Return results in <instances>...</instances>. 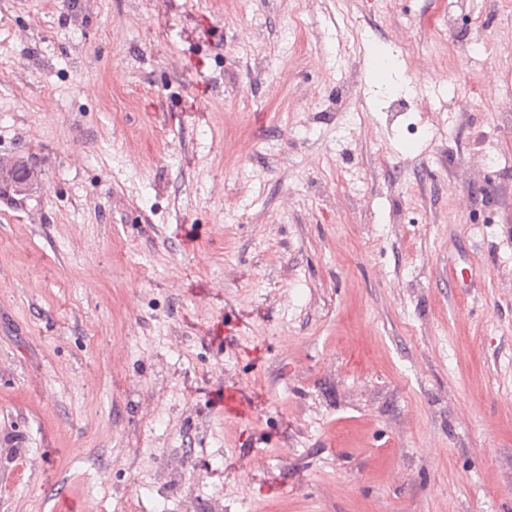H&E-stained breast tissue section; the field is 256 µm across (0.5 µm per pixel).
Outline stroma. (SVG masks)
Segmentation results:
<instances>
[{
  "instance_id": "1",
  "label": "stroma",
  "mask_w": 512,
  "mask_h": 512,
  "mask_svg": "<svg viewBox=\"0 0 512 512\" xmlns=\"http://www.w3.org/2000/svg\"><path fill=\"white\" fill-rule=\"evenodd\" d=\"M509 101L512 0H0V512H512Z\"/></svg>"
}]
</instances>
